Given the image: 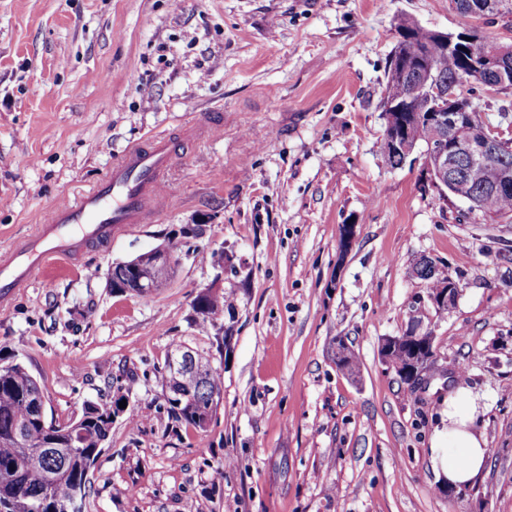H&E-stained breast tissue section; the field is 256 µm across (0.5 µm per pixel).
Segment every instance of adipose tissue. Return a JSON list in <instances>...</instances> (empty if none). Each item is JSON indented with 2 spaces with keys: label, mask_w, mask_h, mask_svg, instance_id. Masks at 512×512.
Wrapping results in <instances>:
<instances>
[{
  "label": "adipose tissue",
  "mask_w": 512,
  "mask_h": 512,
  "mask_svg": "<svg viewBox=\"0 0 512 512\" xmlns=\"http://www.w3.org/2000/svg\"><path fill=\"white\" fill-rule=\"evenodd\" d=\"M475 398L464 385L448 393V448L439 470L448 486L469 484L484 470L488 457L484 435L474 429Z\"/></svg>",
  "instance_id": "obj_1"
}]
</instances>
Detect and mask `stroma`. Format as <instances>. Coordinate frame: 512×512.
I'll return each instance as SVG.
<instances>
[{
	"label": "stroma",
	"instance_id": "1",
	"mask_svg": "<svg viewBox=\"0 0 512 512\" xmlns=\"http://www.w3.org/2000/svg\"><path fill=\"white\" fill-rule=\"evenodd\" d=\"M402 17L473 23L448 0H0V252L142 138L176 143L154 223L77 264L50 258L0 307V364H24L47 418L127 403L85 512H512V218L440 198L421 151L385 165ZM473 24L512 42V15ZM344 224L357 227L346 252ZM160 244L178 258L163 287L108 288L113 264ZM218 249L233 257V339L223 397L196 430L168 414L162 374L173 342L212 348L192 303ZM423 257L459 294L427 313L448 373L414 392L381 345L427 293ZM340 337L356 376L336 367ZM460 381L489 452L450 490L432 444Z\"/></svg>",
	"mask_w": 512,
	"mask_h": 512
}]
</instances>
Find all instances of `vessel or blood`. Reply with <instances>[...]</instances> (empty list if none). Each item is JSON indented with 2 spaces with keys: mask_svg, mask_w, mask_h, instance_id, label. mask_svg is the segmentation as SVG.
<instances>
[{
  "mask_svg": "<svg viewBox=\"0 0 512 512\" xmlns=\"http://www.w3.org/2000/svg\"><path fill=\"white\" fill-rule=\"evenodd\" d=\"M173 152V144L161 138L133 146L91 190L52 208L36 236L0 259V302L25 287L49 257L75 258L128 225L153 223Z\"/></svg>",
  "mask_w": 512,
  "mask_h": 512,
  "instance_id": "obj_1",
  "label": "vessel or blood"
}]
</instances>
